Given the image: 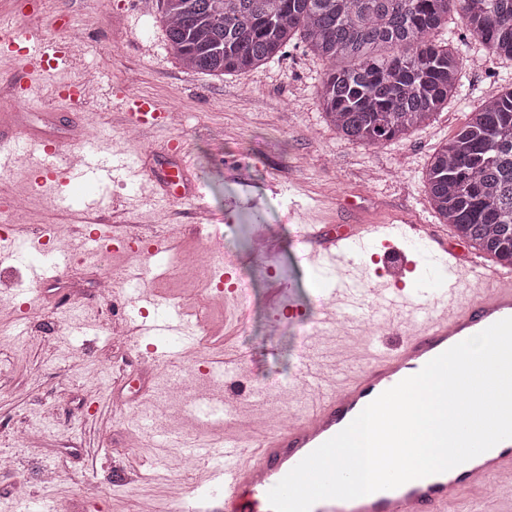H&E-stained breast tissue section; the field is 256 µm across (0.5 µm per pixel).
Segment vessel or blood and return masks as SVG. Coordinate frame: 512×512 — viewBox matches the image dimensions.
I'll return each instance as SVG.
<instances>
[{
    "mask_svg": "<svg viewBox=\"0 0 512 512\" xmlns=\"http://www.w3.org/2000/svg\"><path fill=\"white\" fill-rule=\"evenodd\" d=\"M0 42L20 47L18 61L24 95H31L41 78H56V96L72 89H84V82L63 79L71 65L75 44L69 39L45 33L24 22L0 27ZM112 104L119 112L122 129L144 135L168 127L169 112L154 99L131 94L126 85L111 87ZM46 159L36 181L38 188L59 187L76 182L88 191L79 199L60 195L63 209L86 214L112 207L107 192L120 179L142 186L143 172L134 156L113 153L111 142L87 136L78 143L61 140L49 132L0 135V167L8 168L17 157ZM398 238L417 242L437 258H447L448 272L433 288H405L401 281L408 268L398 251L385 252V264L393 287L385 288L382 307L387 312H404L422 318V326L406 336L396 351L375 350L361 372L344 376L337 389L323 390L321 374L310 370L300 381L312 396L311 411L304 418L262 440L218 435L192 448L191 457L211 461V476L197 486L184 508L186 512H271L269 491L305 456L344 429L369 403L403 379L417 374L427 362L457 343L493 323L512 317V273L473 259L461 264L454 247L446 245L424 224H359L321 236L314 225H304L302 241L309 247L304 258L322 277V293L328 305L357 315L362 291L353 271L357 261L368 254L375 242ZM123 241L142 262L169 250L167 236L156 235L143 245L139 234ZM45 238L9 234L0 239V264L25 261L34 285L53 281L59 271L57 259L42 256ZM142 272L129 273L132 288L130 306L141 315L153 309L152 319L137 325L144 340L158 338L174 342L176 353L196 348L197 327L176 307L144 289ZM471 294L468 304L456 296L460 285ZM512 469V439L443 473L414 479L390 490L377 491L353 500L326 499L315 503L311 512H455L460 491L489 485L505 470Z\"/></svg>",
    "mask_w": 512,
    "mask_h": 512,
    "instance_id": "1",
    "label": "vessel or blood"
}]
</instances>
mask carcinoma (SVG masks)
Wrapping results in <instances>:
<instances>
[{
    "mask_svg": "<svg viewBox=\"0 0 512 512\" xmlns=\"http://www.w3.org/2000/svg\"><path fill=\"white\" fill-rule=\"evenodd\" d=\"M157 23L188 68L255 71L301 38L327 64L320 105L340 138L376 146L457 95L462 57L437 38L456 15L512 60V0H159ZM440 223L512 265V89L482 103L434 152L424 180Z\"/></svg>",
    "mask_w": 512,
    "mask_h": 512,
    "instance_id": "1",
    "label": "carcinoma"
}]
</instances>
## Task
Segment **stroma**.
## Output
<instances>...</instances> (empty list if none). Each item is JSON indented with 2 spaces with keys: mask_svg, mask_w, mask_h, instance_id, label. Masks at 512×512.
Wrapping results in <instances>:
<instances>
[{
  "mask_svg": "<svg viewBox=\"0 0 512 512\" xmlns=\"http://www.w3.org/2000/svg\"><path fill=\"white\" fill-rule=\"evenodd\" d=\"M93 2L43 0L40 7V24L53 18L69 22L61 34L75 42L76 53L65 79L126 82L173 112L172 126L130 139L114 127L111 105L90 104L72 120L68 107L48 94L35 108L20 111L10 89L20 69L0 56V127L52 130L68 139L101 132L117 148L136 152L149 170L154 153L167 140H179L184 152L178 161L200 196L178 201L160 190L139 198L134 186L117 181L108 188L112 211L69 212L59 207L55 193L33 190L31 160L0 172V196H28L20 231L68 226V236L54 244L65 255L79 249L102 220L148 237L172 233V253L190 248L198 260L175 266L166 256L150 265L146 286L160 298L209 285L214 260L231 262L234 281L247 283L248 293L211 320L209 339L195 351L189 389L176 390L166 402L158 382L175 370V361L140 344L125 316L123 283L109 297L93 289L105 270L127 265L124 254L80 252L57 283L44 286L45 301L30 313L13 298L27 285L23 272H6L0 281V454L13 455L15 466L0 472V512H13L10 488L20 480L27 482L29 496L49 503L72 498L79 512H171L207 478L209 466L203 460L184 465L177 447L155 450L145 429L133 425L136 414L164 420L177 439L203 441L212 429L191 425L181 406L207 389L228 400L224 434L265 435L306 415V396L288 393L306 365L319 368L331 390L341 373L359 372L371 338L395 350L398 337L385 334L374 290L382 266L367 256L355 270L364 290L359 319L333 329L321 326L326 305L320 276L302 258L300 227L417 220L448 236L449 225L439 222L423 188L430 158L485 98L512 87V61L489 57L478 38L449 18V31L465 39L461 96L402 139L363 146L341 139L327 120L318 101L325 65L303 41L293 40L280 60L261 69L216 79L180 64L155 21L157 0H112L107 16L95 15ZM203 211L216 229L210 240L195 231ZM261 237L274 245L269 255L251 250ZM277 280L287 289L276 298L271 285ZM115 323L123 325L125 336L107 335ZM219 355L239 360L236 374L222 382L203 374ZM92 365L104 371L102 388L87 387L80 377ZM36 423L45 429L43 441L18 446L17 437ZM158 453L167 464L162 477L151 467ZM458 500L464 510L477 505L482 512H512V475H501L486 489L461 491Z\"/></svg>",
  "mask_w": 512,
  "mask_h": 512,
  "instance_id": "1",
  "label": "stroma"
}]
</instances>
